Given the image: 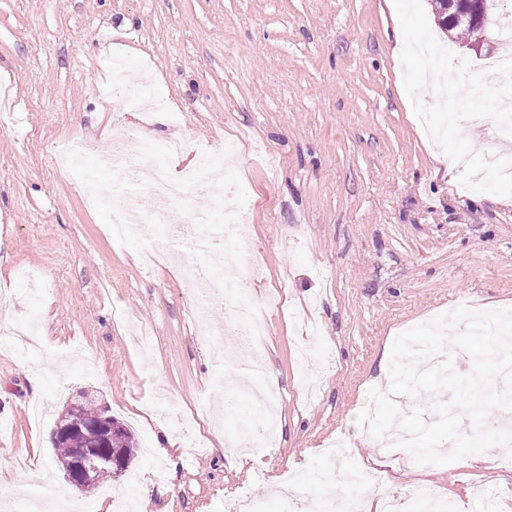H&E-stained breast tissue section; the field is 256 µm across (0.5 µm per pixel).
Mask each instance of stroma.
Wrapping results in <instances>:
<instances>
[{"mask_svg":"<svg viewBox=\"0 0 512 512\" xmlns=\"http://www.w3.org/2000/svg\"><path fill=\"white\" fill-rule=\"evenodd\" d=\"M393 0H0V325L34 322L40 351L0 343V512H15L38 474L67 488L51 431L77 392L102 398L137 442L113 490L147 512H225L249 486L261 512H283L267 482L227 456L240 427L224 397L279 392V445L263 464L322 466L336 491L353 458L383 462L390 494L411 486L470 502L475 485L512 486V447L444 464L398 460L358 424L368 393H388L391 349L408 329L466 307L512 312V196L460 182L414 113L440 98L404 88ZM126 59L167 111L142 122L105 98L112 56ZM152 142L179 174L186 139L223 145L245 131L226 174L262 269L242 299L193 317L187 263L165 225L114 244L110 214L84 205L85 170L56 174L52 141L77 135L96 155L118 126ZM262 369L217 364L211 329L252 318ZM40 370L32 383V370ZM170 432L175 451L155 448Z\"/></svg>","mask_w":512,"mask_h":512,"instance_id":"1","label":"stroma"}]
</instances>
